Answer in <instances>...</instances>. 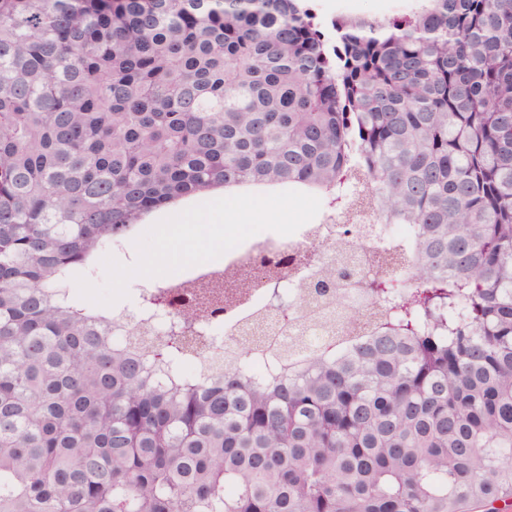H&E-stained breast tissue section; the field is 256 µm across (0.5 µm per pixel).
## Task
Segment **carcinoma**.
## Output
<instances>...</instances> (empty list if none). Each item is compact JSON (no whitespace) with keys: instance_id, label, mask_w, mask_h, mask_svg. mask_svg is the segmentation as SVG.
I'll list each match as a JSON object with an SVG mask.
<instances>
[{"instance_id":"carcinoma-1","label":"carcinoma","mask_w":512,"mask_h":512,"mask_svg":"<svg viewBox=\"0 0 512 512\" xmlns=\"http://www.w3.org/2000/svg\"><path fill=\"white\" fill-rule=\"evenodd\" d=\"M296 187L342 215L299 310L215 347L73 291L143 217ZM415 225L361 272L362 242ZM300 254L265 259L285 270ZM249 297L262 276L234 273ZM370 335L332 357L312 328ZM297 337L293 375L245 369ZM207 362L209 379L186 372ZM166 370L169 384L151 379ZM512 500V0H0V512H469ZM408 0H315L316 12L324 19L336 14L383 17L403 9Z\"/></svg>"}]
</instances>
